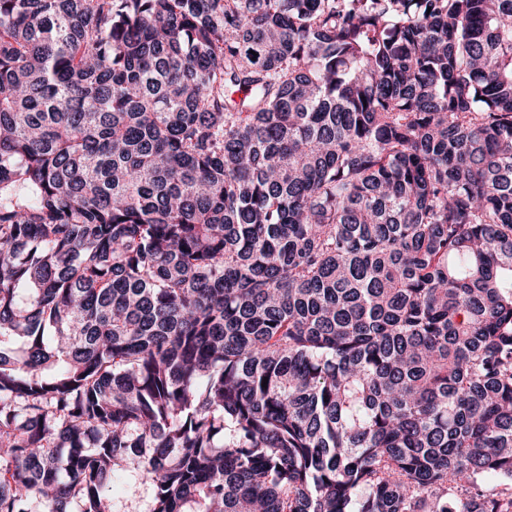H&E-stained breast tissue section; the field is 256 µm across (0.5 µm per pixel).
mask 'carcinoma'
<instances>
[{
	"instance_id": "cac0c4a2",
	"label": "carcinoma",
	"mask_w": 512,
	"mask_h": 512,
	"mask_svg": "<svg viewBox=\"0 0 512 512\" xmlns=\"http://www.w3.org/2000/svg\"><path fill=\"white\" fill-rule=\"evenodd\" d=\"M117 478L512 512V0H0V512Z\"/></svg>"
}]
</instances>
